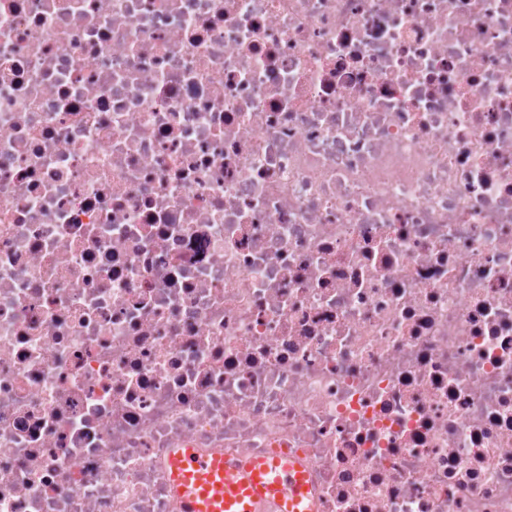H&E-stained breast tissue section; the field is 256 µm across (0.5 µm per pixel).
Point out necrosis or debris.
<instances>
[{
    "label": "necrosis or debris",
    "instance_id": "1",
    "mask_svg": "<svg viewBox=\"0 0 512 512\" xmlns=\"http://www.w3.org/2000/svg\"><path fill=\"white\" fill-rule=\"evenodd\" d=\"M512 512V0H0V512ZM169 466L182 512H257L259 503L266 500L276 504L277 512L312 510L307 474L292 459H261L243 465L181 448L171 455Z\"/></svg>",
    "mask_w": 512,
    "mask_h": 512
}]
</instances>
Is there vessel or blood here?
<instances>
[{
  "label": "vessel or blood",
  "mask_w": 512,
  "mask_h": 512,
  "mask_svg": "<svg viewBox=\"0 0 512 512\" xmlns=\"http://www.w3.org/2000/svg\"><path fill=\"white\" fill-rule=\"evenodd\" d=\"M182 512H257L270 500L277 512H310L311 489L301 464L284 458L243 465L181 448L169 461Z\"/></svg>",
  "instance_id": "obj_1"
}]
</instances>
